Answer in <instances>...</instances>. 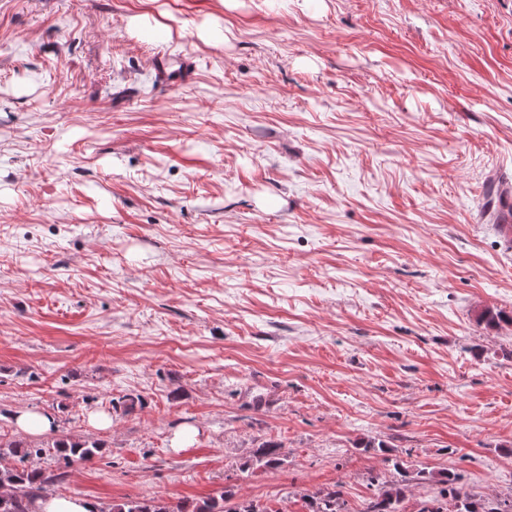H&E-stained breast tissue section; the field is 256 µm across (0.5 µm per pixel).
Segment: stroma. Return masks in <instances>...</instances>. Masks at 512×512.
<instances>
[{
    "label": "stroma",
    "mask_w": 512,
    "mask_h": 512,
    "mask_svg": "<svg viewBox=\"0 0 512 512\" xmlns=\"http://www.w3.org/2000/svg\"><path fill=\"white\" fill-rule=\"evenodd\" d=\"M493 180L512 0H0V440L37 443L27 409L97 441L53 491L103 506L358 512L397 460L433 474L405 512L449 473L512 491ZM190 64L187 60L181 59L178 69H172L173 59L166 54L158 55L154 60V71L160 84L186 81L190 76ZM17 428L27 434H44L53 427L54 418L50 414L19 410L15 415ZM248 462H251L249 464ZM282 463L280 446L272 443L261 444L253 451L251 459L244 466L276 468ZM301 498L306 512H351L344 499L342 485L307 491ZM92 512H284L286 510L238 496L231 489L200 501H170L163 497H126Z\"/></svg>",
    "instance_id": "35a3bbf8"
}]
</instances>
